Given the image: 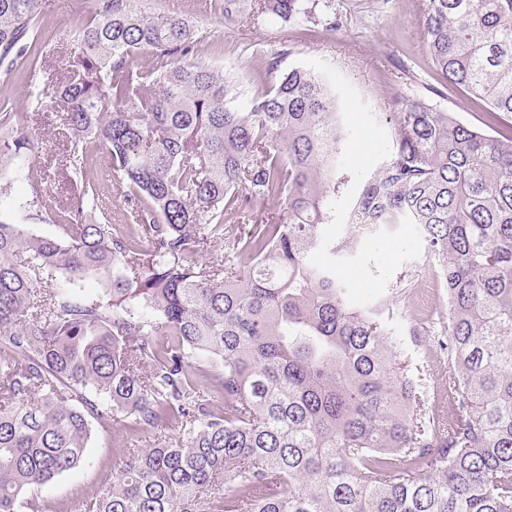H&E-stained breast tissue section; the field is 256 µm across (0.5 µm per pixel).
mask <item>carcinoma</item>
<instances>
[{"label":"carcinoma","mask_w":512,"mask_h":512,"mask_svg":"<svg viewBox=\"0 0 512 512\" xmlns=\"http://www.w3.org/2000/svg\"><path fill=\"white\" fill-rule=\"evenodd\" d=\"M315 8L214 0L229 26L286 27ZM38 9L0 0L9 77L42 52ZM422 40L446 83L485 103V126L512 114V0H426ZM76 42L65 81L33 103L62 109L81 187L58 207L29 201L53 238L0 219V512L79 465L94 420L182 433L120 449L87 512H512V127L491 136L408 100L391 160L331 247L420 227L448 288L439 377L390 332L408 286L353 309L314 259L340 187L320 74L294 66L268 83L277 52L241 108L188 23L145 0H95ZM28 116L0 114L1 160L37 153ZM100 162L123 224L103 204ZM247 213L251 232H231ZM88 278L111 303L73 288ZM443 383V405L430 403Z\"/></svg>","instance_id":"cac0c4a2"}]
</instances>
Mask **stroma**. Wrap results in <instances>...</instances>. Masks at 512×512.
I'll list each match as a JSON object with an SVG mask.
<instances>
[{"label": "stroma", "mask_w": 512, "mask_h": 512, "mask_svg": "<svg viewBox=\"0 0 512 512\" xmlns=\"http://www.w3.org/2000/svg\"><path fill=\"white\" fill-rule=\"evenodd\" d=\"M339 21L326 30L313 18L301 16L281 27L265 20L225 27L224 18L202 0H149L154 14H176L190 25L200 60L233 74L243 95L255 89L252 76L261 54L288 49L284 67L318 70L336 93L341 129L337 172L344 176L325 226L327 238L340 237L351 203L362 181L393 155L394 124L406 99L420 98L469 127H481L483 108L466 92L450 87L435 69L420 35L424 0H326ZM92 0H40L42 31L47 50L35 72L0 79V104L27 111L31 92L47 75L65 77L75 49L76 28L85 20ZM32 132L39 143L30 164L44 167L45 179L32 181L16 165L0 164V216L26 225L34 234L52 237L57 228L34 220L27 203L42 197L60 205L76 184L62 170L67 143L55 110L33 114ZM348 288L354 306L410 283L412 302L394 307L389 326L402 339L404 352L423 358L430 370L443 368L446 357L437 344L440 320L448 314V295L438 265L426 249L415 224H390L369 235L353 254H322ZM158 432L148 429L132 436L118 423L94 425L85 462L28 498L40 512H81L98 490L111 485L120 463L119 450L152 444Z\"/></svg>", "instance_id": "obj_1"}]
</instances>
